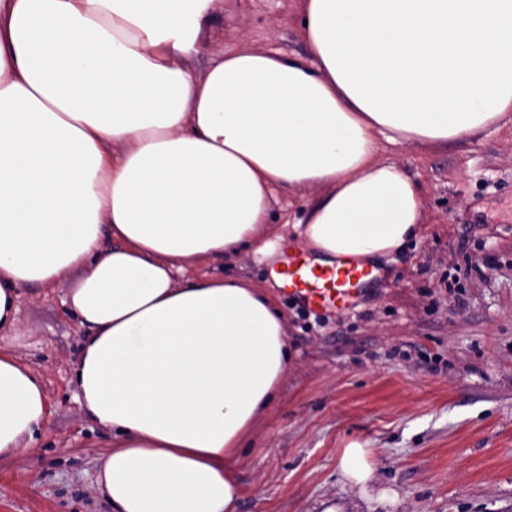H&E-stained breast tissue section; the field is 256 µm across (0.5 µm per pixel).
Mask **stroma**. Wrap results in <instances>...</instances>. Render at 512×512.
Returning <instances> with one entry per match:
<instances>
[{
  "label": "stroma",
  "mask_w": 512,
  "mask_h": 512,
  "mask_svg": "<svg viewBox=\"0 0 512 512\" xmlns=\"http://www.w3.org/2000/svg\"><path fill=\"white\" fill-rule=\"evenodd\" d=\"M202 40L308 52L299 0H224ZM380 156L423 189L420 239L349 311L277 291L295 356L247 441L239 512H512V124ZM484 256L492 267L471 270ZM77 278L22 288L20 323L0 332L50 406L30 450L0 460V512H112L96 484L111 435L75 380ZM352 442L370 450L362 486L338 470Z\"/></svg>",
  "instance_id": "obj_1"
}]
</instances>
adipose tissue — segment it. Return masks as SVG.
<instances>
[{"mask_svg": "<svg viewBox=\"0 0 512 512\" xmlns=\"http://www.w3.org/2000/svg\"><path fill=\"white\" fill-rule=\"evenodd\" d=\"M309 54L192 63L224 0H0V330L18 292L82 270L85 414L112 434L114 512H238L242 446L291 352L270 291L210 264L273 252L280 187H313L315 267L418 238L417 181L382 143L512 122V0H301ZM50 413L0 352V459Z\"/></svg>", "mask_w": 512, "mask_h": 512, "instance_id": "obj_1", "label": "adipose tissue"}]
</instances>
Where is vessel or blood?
<instances>
[{"label":"vessel or blood","mask_w":512,"mask_h":512,"mask_svg":"<svg viewBox=\"0 0 512 512\" xmlns=\"http://www.w3.org/2000/svg\"><path fill=\"white\" fill-rule=\"evenodd\" d=\"M288 293L307 308L350 309L367 284L368 273L346 258L327 269L310 268L301 256L288 261Z\"/></svg>","instance_id":"b4317fda"}]
</instances>
